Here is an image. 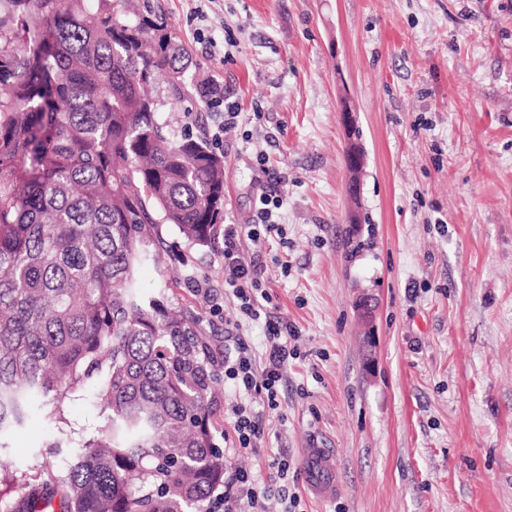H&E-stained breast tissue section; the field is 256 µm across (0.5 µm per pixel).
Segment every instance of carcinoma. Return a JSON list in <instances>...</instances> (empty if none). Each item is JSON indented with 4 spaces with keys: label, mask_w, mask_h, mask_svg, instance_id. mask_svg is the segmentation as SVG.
Returning <instances> with one entry per match:
<instances>
[{
    "label": "carcinoma",
    "mask_w": 512,
    "mask_h": 512,
    "mask_svg": "<svg viewBox=\"0 0 512 512\" xmlns=\"http://www.w3.org/2000/svg\"><path fill=\"white\" fill-rule=\"evenodd\" d=\"M164 27L125 0H0V450L93 380L106 414L68 470H1L7 512H198L224 483L196 316L138 284L163 226L206 246L224 211L223 158L163 116L186 88Z\"/></svg>",
    "instance_id": "cac0c4a2"
}]
</instances>
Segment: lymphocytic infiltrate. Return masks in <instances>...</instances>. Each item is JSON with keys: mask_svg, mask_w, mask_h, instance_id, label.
Masks as SVG:
<instances>
[{"mask_svg": "<svg viewBox=\"0 0 512 512\" xmlns=\"http://www.w3.org/2000/svg\"><path fill=\"white\" fill-rule=\"evenodd\" d=\"M282 205L279 197L260 194L250 223L224 227V288L238 302L239 320L247 323L264 320L268 337L262 362H254L244 352L224 361V376L236 383L240 395L231 414L235 446L243 450L257 447L265 434L267 414L279 407L278 386L288 365L291 335L288 324L267 317L266 305L272 297L258 277L255 256L245 250L244 243L282 235V226L273 219L274 211ZM256 394L264 398L259 409L251 404ZM207 512H266L265 491L258 480L245 474H234L222 491L211 493Z\"/></svg>", "mask_w": 512, "mask_h": 512, "instance_id": "1", "label": "lymphocytic infiltrate"}]
</instances>
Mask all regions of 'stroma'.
I'll use <instances>...</instances> for the list:
<instances>
[{
    "label": "stroma",
    "mask_w": 512,
    "mask_h": 512,
    "mask_svg": "<svg viewBox=\"0 0 512 512\" xmlns=\"http://www.w3.org/2000/svg\"><path fill=\"white\" fill-rule=\"evenodd\" d=\"M145 3L190 56L173 120L223 156L225 223L252 218L257 194L284 199L285 239L245 249L294 355L258 447L233 450L239 395L220 380L225 472L255 476L266 512H284L287 495L296 512H512V0ZM229 108L238 121L213 140ZM163 238L159 261L139 270L144 293L198 317L216 370L243 345L261 360L263 322L238 324L224 292L223 231L206 246L172 226ZM362 294L376 302L367 323ZM64 415L63 428L32 417L0 462L75 464L105 424L96 386ZM308 448L334 451V498L307 492Z\"/></svg>",
    "instance_id": "obj_1"
}]
</instances>
